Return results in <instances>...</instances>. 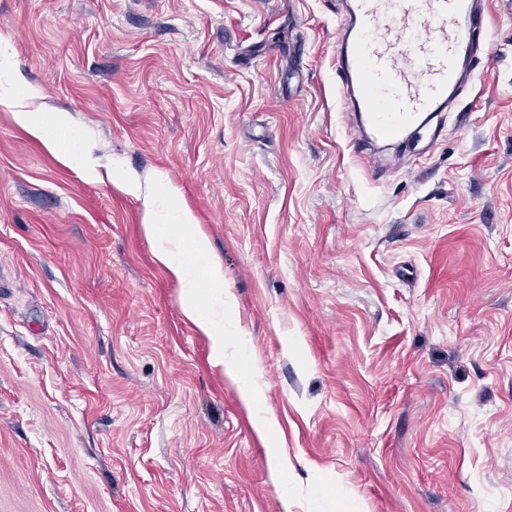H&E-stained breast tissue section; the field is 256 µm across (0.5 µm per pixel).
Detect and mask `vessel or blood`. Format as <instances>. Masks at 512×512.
<instances>
[{"mask_svg": "<svg viewBox=\"0 0 512 512\" xmlns=\"http://www.w3.org/2000/svg\"><path fill=\"white\" fill-rule=\"evenodd\" d=\"M477 0H344L336 74L358 120L351 143H409L450 110L476 70L485 29Z\"/></svg>", "mask_w": 512, "mask_h": 512, "instance_id": "b4317fda", "label": "vessel or blood"}]
</instances>
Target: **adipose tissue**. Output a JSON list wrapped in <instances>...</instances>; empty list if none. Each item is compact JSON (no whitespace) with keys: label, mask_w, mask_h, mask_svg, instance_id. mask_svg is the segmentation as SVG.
I'll list each match as a JSON object with an SVG mask.
<instances>
[{"label":"adipose tissue","mask_w":512,"mask_h":512,"mask_svg":"<svg viewBox=\"0 0 512 512\" xmlns=\"http://www.w3.org/2000/svg\"><path fill=\"white\" fill-rule=\"evenodd\" d=\"M40 93L29 88L24 95L13 89H0V105L13 112L17 123L36 138H44L50 129L65 126L63 114L40 106ZM128 193L142 198L145 207L144 232L155 244L156 257L182 285L181 309L210 341V363L227 364L224 355V308L233 296L224 288V271L213 253L208 237L201 231L191 210L179 196L155 180L149 187L135 180L126 181ZM205 275H198V268Z\"/></svg>","instance_id":"adipose-tissue-1"}]
</instances>
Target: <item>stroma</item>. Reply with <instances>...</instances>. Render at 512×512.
Wrapping results in <instances>:
<instances>
[{
  "mask_svg": "<svg viewBox=\"0 0 512 512\" xmlns=\"http://www.w3.org/2000/svg\"><path fill=\"white\" fill-rule=\"evenodd\" d=\"M492 3L427 152L359 156L336 0H0L14 90L69 118L47 145L0 107V512H287L286 491L288 512H512V0ZM159 176L222 261L234 373L124 188Z\"/></svg>",
  "mask_w": 512,
  "mask_h": 512,
  "instance_id": "obj_1",
  "label": "stroma"
}]
</instances>
